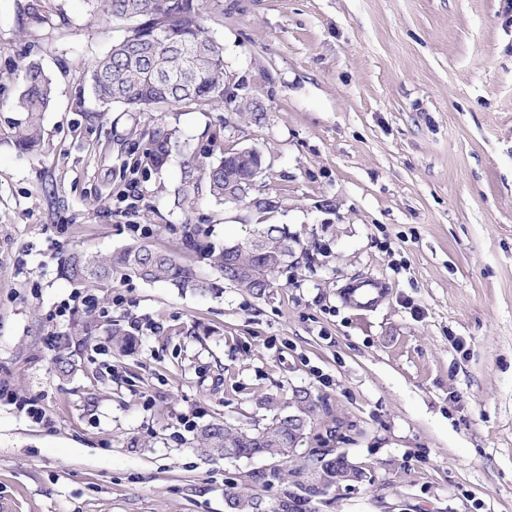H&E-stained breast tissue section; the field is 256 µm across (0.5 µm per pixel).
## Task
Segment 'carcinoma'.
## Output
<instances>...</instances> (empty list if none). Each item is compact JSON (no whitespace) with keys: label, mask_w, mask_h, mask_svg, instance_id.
Wrapping results in <instances>:
<instances>
[{"label":"carcinoma","mask_w":512,"mask_h":512,"mask_svg":"<svg viewBox=\"0 0 512 512\" xmlns=\"http://www.w3.org/2000/svg\"><path fill=\"white\" fill-rule=\"evenodd\" d=\"M105 16L130 24L129 34L112 46L104 56L89 64L94 95L106 107L115 103L145 109L159 103L194 101L199 104L224 99V48L209 38L196 13L194 0H95ZM52 102V82L36 63L28 64L22 76V90L16 102L25 114L15 136V146L31 153L42 142V116ZM187 160L183 163L180 186L175 190V205L191 202V191L205 181L209 195L217 202L249 200L255 209L274 208V202L249 198L248 183L254 172L265 171L261 151L228 152L218 162L200 164L190 145L174 132L158 130L151 139L145 164L162 167L172 153ZM136 161V166L144 164ZM260 242L226 244L217 249L200 240V230L188 228L185 242L202 262L214 268L224 280L262 296L273 287L272 276L288 265V257L298 246L297 239L280 224L258 225ZM121 274L147 282H163L181 292L205 295L213 283L202 276L197 266L181 262L175 255L157 249L150 241L139 239L106 257L75 251L63 265L62 275L82 285H97ZM112 348L119 352L132 349L133 339L119 323L108 328ZM289 408L298 416L303 431L288 430V419L276 413L265 427L251 431L234 428L223 421L208 423L197 430L195 448L208 457L224 456V449L236 458H253L277 449L283 456L306 438L319 410L317 401L306 389H295ZM321 464V479L336 481V461L329 453L300 458L285 472L271 478L285 482L280 499L267 512H308L312 495L304 484L306 464ZM233 504L230 512H258L259 498L243 490L227 495Z\"/></svg>","instance_id":"carcinoma-1"}]
</instances>
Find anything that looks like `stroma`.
<instances>
[{
	"instance_id": "1",
	"label": "stroma",
	"mask_w": 512,
	"mask_h": 512,
	"mask_svg": "<svg viewBox=\"0 0 512 512\" xmlns=\"http://www.w3.org/2000/svg\"><path fill=\"white\" fill-rule=\"evenodd\" d=\"M508 1L194 0L255 106L239 116L221 102L103 107L88 63L126 23L94 0H39L37 20L28 0H0V512H228V493L285 460L201 455L198 428H261L264 399L295 388L321 402L296 455L343 452L368 475L316 512H512ZM31 62L53 105L41 149L23 154ZM158 129L206 163L262 150L250 195L274 208L203 186L193 209L175 207L183 156L132 169ZM188 223L217 246L284 224L300 247L260 297L206 265L204 296L61 274L70 251L142 235L195 263ZM363 277L388 285L367 310L344 298ZM84 319L99 333L68 346ZM112 320L130 352L105 336ZM67 353L70 376L56 368Z\"/></svg>"
}]
</instances>
